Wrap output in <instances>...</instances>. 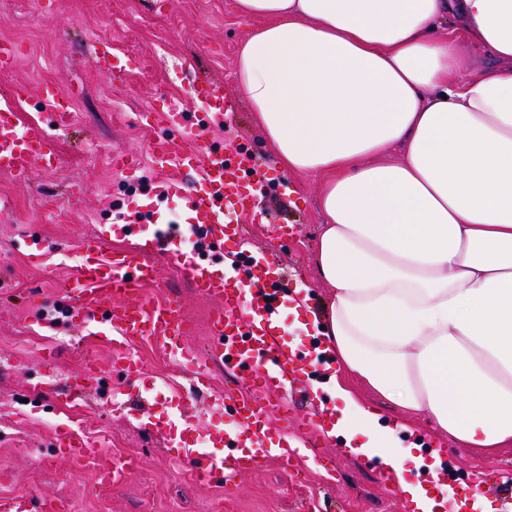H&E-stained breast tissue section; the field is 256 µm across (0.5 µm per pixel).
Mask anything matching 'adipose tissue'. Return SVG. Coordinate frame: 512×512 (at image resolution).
<instances>
[{"mask_svg": "<svg viewBox=\"0 0 512 512\" xmlns=\"http://www.w3.org/2000/svg\"><path fill=\"white\" fill-rule=\"evenodd\" d=\"M261 19L237 54L265 141L323 176L315 246L333 290L315 331L336 366L413 419L512 446V0H234ZM491 66L464 78L468 48ZM400 159H391V147ZM336 433L363 436L417 512L419 454L334 381Z\"/></svg>", "mask_w": 512, "mask_h": 512, "instance_id": "1", "label": "adipose tissue"}]
</instances>
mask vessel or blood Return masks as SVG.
Here are the masks:
<instances>
[{"mask_svg":"<svg viewBox=\"0 0 512 512\" xmlns=\"http://www.w3.org/2000/svg\"><path fill=\"white\" fill-rule=\"evenodd\" d=\"M92 63L111 76L129 75L139 68L132 58L103 52L94 53ZM187 92L205 100L215 112H223V82L197 76L189 81ZM139 120L145 126L171 131V138L152 145L149 162L154 168L173 167L194 177L193 186L181 190L182 209L188 224L204 232L209 249L220 253L225 241L242 239L244 227L234 223V216L248 209L254 216L262 214L256 205L258 188L244 185L247 160H232L225 157L223 150L205 146L204 128L189 125L185 113L178 108L147 110L140 113ZM34 158L51 161L52 140L22 130L12 106L0 104V168L21 177ZM143 220L157 227L144 248L104 252L103 243L111 231L107 225L101 233L82 241L78 278L67 290L73 309L83 322H107L112 334L119 337L153 338L163 351L183 361L193 392L211 388L212 370L217 367L231 379L248 378L250 386L267 397L264 406L247 398L238 399V420L232 436L241 449L237 455H212V448L223 445L225 437L201 427L198 414H184L179 428L174 430L164 428L159 421H146V428L162 441L169 454L189 460L198 483L230 482L260 466L265 458L286 459L283 444L287 435L273 433L269 409L283 407L298 380L299 369L314 367L315 360L297 358L285 348L279 317L285 303L283 292L268 287L258 277L243 281L240 274L226 270L223 261L203 258L192 250L178 254L179 270L191 287L219 302L210 326L212 341L203 353H194L184 342L188 324L178 297L151 307L122 302L141 283L157 280L156 258L174 231L161 210L149 211ZM202 443L209 445V452H199ZM57 445L80 461L82 467L94 470L106 486L119 483L132 466L128 460L100 456L65 431L59 434Z\"/></svg>","mask_w":512,"mask_h":512,"instance_id":"1","label":"vessel or blood"}]
</instances>
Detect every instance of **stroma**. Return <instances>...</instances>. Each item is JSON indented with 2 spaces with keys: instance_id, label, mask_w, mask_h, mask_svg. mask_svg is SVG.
Masks as SVG:
<instances>
[{
  "instance_id": "obj_1",
  "label": "stroma",
  "mask_w": 512,
  "mask_h": 512,
  "mask_svg": "<svg viewBox=\"0 0 512 512\" xmlns=\"http://www.w3.org/2000/svg\"><path fill=\"white\" fill-rule=\"evenodd\" d=\"M250 29L235 17L232 0H0V41L13 42L19 55L12 70L0 71V96L26 85L27 96L12 103L18 122L50 136L56 152L52 167L33 161L26 178L0 171V495L27 496L34 510L41 498L61 496L71 512H321L330 493L339 512H413L396 482L381 478L379 458L353 454L313 423L314 412L339 402L306 377L298 383L305 402L289 408L288 417L310 425L289 434L290 464L268 460L230 488L195 483L188 462L169 455L140 426L149 401L186 386L182 365L150 339L124 340L71 316L46 315L70 303L60 286L75 281L80 240L97 233L112 208L132 212L156 204L180 228L170 254L159 260L161 275L182 296L193 326L190 345L208 347L215 303L197 295L174 264L175 253L192 242L178 192L185 178L148 164L155 134L135 120L165 100L178 102L190 121L205 118L207 104L186 93L180 78L186 72L223 81L232 105L222 119L208 120L206 141L223 146L228 157L249 153L264 176L265 220L239 214L245 240L225 242L224 255L267 254L261 277L283 271L289 288H304L306 310L283 311L282 322L287 343L307 350L312 317L324 315L332 299L312 256L323 222L321 180L283 170L254 120L236 77V53ZM97 46L137 55L143 66L126 82L111 81L91 63ZM47 84L68 93L66 118L45 100ZM117 151L137 156L139 166L114 168ZM34 239L44 246L37 264L27 249ZM120 350L140 358V379L113 365ZM90 358L99 374L82 396L67 397L72 377ZM60 431L137 467L101 495L91 472H69L58 459ZM423 435L451 465L445 497L462 499L480 484L485 512H512V447L490 456L449 443L432 427Z\"/></svg>"
}]
</instances>
